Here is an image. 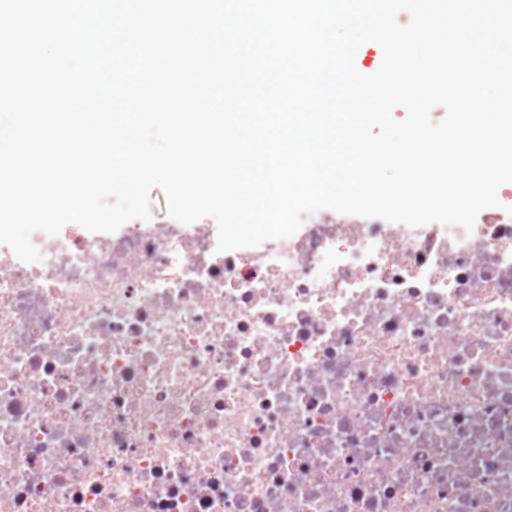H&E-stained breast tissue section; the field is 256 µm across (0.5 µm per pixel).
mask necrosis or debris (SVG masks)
I'll return each instance as SVG.
<instances>
[{
	"mask_svg": "<svg viewBox=\"0 0 512 512\" xmlns=\"http://www.w3.org/2000/svg\"><path fill=\"white\" fill-rule=\"evenodd\" d=\"M473 232L305 216L0 246V512H512V188Z\"/></svg>",
	"mask_w": 512,
	"mask_h": 512,
	"instance_id": "1",
	"label": "necrosis or debris"
}]
</instances>
